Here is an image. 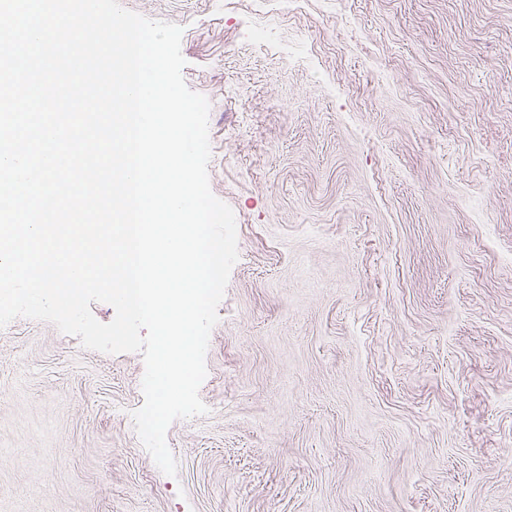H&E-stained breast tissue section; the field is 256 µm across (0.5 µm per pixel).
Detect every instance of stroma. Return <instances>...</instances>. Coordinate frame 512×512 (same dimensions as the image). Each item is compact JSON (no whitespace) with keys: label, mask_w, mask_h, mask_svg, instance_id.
Here are the masks:
<instances>
[{"label":"stroma","mask_w":512,"mask_h":512,"mask_svg":"<svg viewBox=\"0 0 512 512\" xmlns=\"http://www.w3.org/2000/svg\"><path fill=\"white\" fill-rule=\"evenodd\" d=\"M183 29L239 258L163 474L141 354L0 328V512H512V0H119Z\"/></svg>","instance_id":"stroma-1"}]
</instances>
